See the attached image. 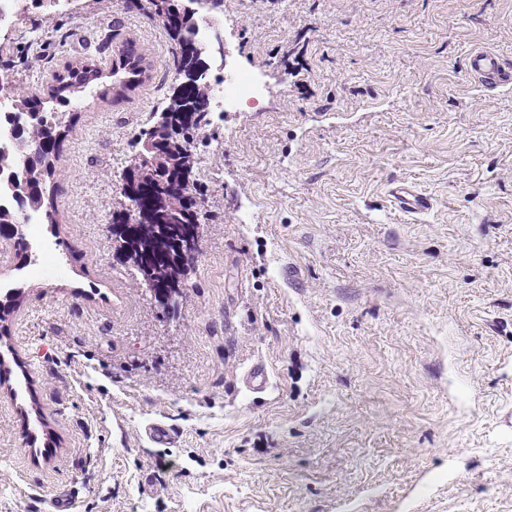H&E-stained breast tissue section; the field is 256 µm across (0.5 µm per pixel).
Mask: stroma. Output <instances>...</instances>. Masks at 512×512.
Masks as SVG:
<instances>
[{
  "label": "stroma",
  "instance_id": "obj_1",
  "mask_svg": "<svg viewBox=\"0 0 512 512\" xmlns=\"http://www.w3.org/2000/svg\"><path fill=\"white\" fill-rule=\"evenodd\" d=\"M222 64L262 100L194 149L201 255L178 307L117 258L119 187L180 82L149 0H28L0 73L49 99L134 42L152 78L92 84L53 178L62 275L0 321V512H512V0H224ZM407 182L431 201L391 203ZM264 366L268 384L246 376ZM160 421L179 434L154 444ZM154 490H141L144 476ZM465 68L470 77L486 89L512 85V62L495 51L472 50L467 55ZM101 76L102 74L97 68H92L88 64L69 66L66 74L55 76L57 85L52 86V99H55L62 106H68L70 98L64 93L85 88L92 82L99 80ZM396 209L408 215L422 213L430 208L431 202L415 188L407 184H399L391 190Z\"/></svg>",
  "mask_w": 512,
  "mask_h": 512
}]
</instances>
